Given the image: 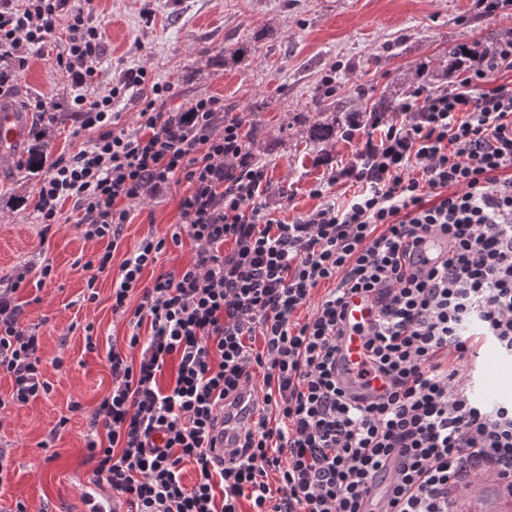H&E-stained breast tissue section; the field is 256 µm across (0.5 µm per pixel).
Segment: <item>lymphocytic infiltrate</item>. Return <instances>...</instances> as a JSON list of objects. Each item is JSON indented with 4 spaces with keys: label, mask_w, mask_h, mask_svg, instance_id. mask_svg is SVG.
I'll return each mask as SVG.
<instances>
[{
    "label": "lymphocytic infiltrate",
    "mask_w": 512,
    "mask_h": 512,
    "mask_svg": "<svg viewBox=\"0 0 512 512\" xmlns=\"http://www.w3.org/2000/svg\"><path fill=\"white\" fill-rule=\"evenodd\" d=\"M65 0H0V97L10 96L32 48L56 40ZM55 56L91 145L58 158L37 187L38 219L80 213L84 239L105 251L87 261L96 302L128 203L185 181L170 239L144 238L122 263L112 309L142 296L126 349L110 348L112 389L89 419L96 483L127 512H361L391 454L403 466L382 512H454L473 477L493 474L512 494V405L487 408L471 393L469 364L484 340L512 352V40L452 87L410 88L392 113L355 115L370 128L347 164L311 188L319 204L291 221L266 202L267 170L247 149L244 119L218 98L177 112L147 70L89 95L103 34L72 14ZM142 88L139 126L113 130L112 101ZM354 187L338 200L336 185ZM437 236L447 257L408 270L412 248ZM194 244L189 263L140 288L167 244ZM328 290L321 298L319 285ZM379 295L366 331L374 368L391 387L360 404L336 381L345 297ZM13 288L0 289V374L25 405L49 394L39 338L20 324ZM311 307L299 319L303 307ZM177 369L159 378L167 361ZM262 368V414L240 444L210 454L220 407ZM196 466L185 484L184 464Z\"/></svg>",
    "instance_id": "obj_1"
}]
</instances>
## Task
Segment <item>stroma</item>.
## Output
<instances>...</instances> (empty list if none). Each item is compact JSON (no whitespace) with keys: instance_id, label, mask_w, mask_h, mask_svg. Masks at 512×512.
<instances>
[{"instance_id":"1","label":"stroma","mask_w":512,"mask_h":512,"mask_svg":"<svg viewBox=\"0 0 512 512\" xmlns=\"http://www.w3.org/2000/svg\"><path fill=\"white\" fill-rule=\"evenodd\" d=\"M92 25L104 43L101 81L117 84L129 70L145 68L154 81L170 85L163 107L172 111L215 96L225 111L256 122L252 154L268 169L270 202L278 219L289 221L317 204L310 190L336 163L349 162L366 130L337 135L322 151L309 144L314 103L325 92L324 77L336 76L335 98L346 109L368 111L387 94L403 100L418 85L420 64L440 68L448 45L512 36V6L489 15L478 0H94ZM56 47L31 52L15 84L11 106L24 109L38 96L54 106V122L27 115L15 163L0 169V286H10L17 267L49 262L53 279L37 286L27 279L16 296L20 322L40 337L49 394L25 406L12 403L13 381L0 375V512L23 502L27 512H78L80 480L89 479L87 418L109 392V346L124 347L128 316L112 311L113 280L143 237L167 239L155 265L142 275L151 285L162 273H178L191 259L193 244L169 242L179 220L185 185L171 184L154 199L132 205L112 254V268L97 282L95 303L83 299L89 276L84 264L105 247L85 240L71 205L59 224L43 233L37 219L36 188L44 171L25 162L39 139L52 158L77 151L95 139L79 130L67 102L71 89L55 64ZM93 325L96 350L85 348ZM80 411H70L72 402ZM66 426H59V419Z\"/></svg>"}]
</instances>
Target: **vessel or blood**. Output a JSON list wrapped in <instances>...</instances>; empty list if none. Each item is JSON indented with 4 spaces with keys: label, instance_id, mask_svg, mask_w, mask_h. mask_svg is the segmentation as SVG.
I'll return each instance as SVG.
<instances>
[{
    "label": "vessel or blood",
    "instance_id": "b4317fda",
    "mask_svg": "<svg viewBox=\"0 0 512 512\" xmlns=\"http://www.w3.org/2000/svg\"><path fill=\"white\" fill-rule=\"evenodd\" d=\"M26 118L22 112L0 101V169L11 166L16 155L15 145L22 139ZM448 254V243L440 237L427 239L415 254L416 264H435ZM379 304L374 296L353 293L345 299L344 319L340 325L337 339L336 378L346 393L362 402L375 400L390 388L389 378L379 372H372L368 379L361 380L357 371L368 361V352L361 328L373 323L378 315ZM257 393L254 389H245L236 406L223 410L224 433L217 437L214 451L223 453L224 449L234 447L239 433L250 426L255 418ZM401 468L397 456H390L384 465L382 482L372 487L362 502L364 512H380L386 498L392 494L395 481ZM121 507L112 502L103 486L90 485L84 493V512H120Z\"/></svg>",
    "mask_w": 512,
    "mask_h": 512
}]
</instances>
